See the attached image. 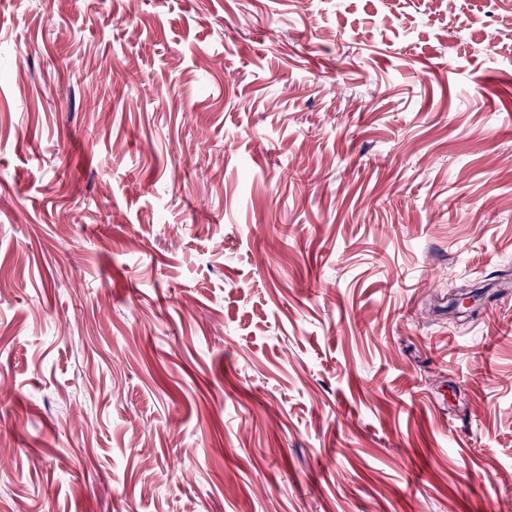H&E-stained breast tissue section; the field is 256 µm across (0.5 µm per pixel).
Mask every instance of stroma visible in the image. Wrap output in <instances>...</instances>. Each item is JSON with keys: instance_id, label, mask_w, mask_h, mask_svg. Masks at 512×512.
I'll list each match as a JSON object with an SVG mask.
<instances>
[{"instance_id": "obj_1", "label": "stroma", "mask_w": 512, "mask_h": 512, "mask_svg": "<svg viewBox=\"0 0 512 512\" xmlns=\"http://www.w3.org/2000/svg\"><path fill=\"white\" fill-rule=\"evenodd\" d=\"M511 14L0 0V512H512Z\"/></svg>"}]
</instances>
